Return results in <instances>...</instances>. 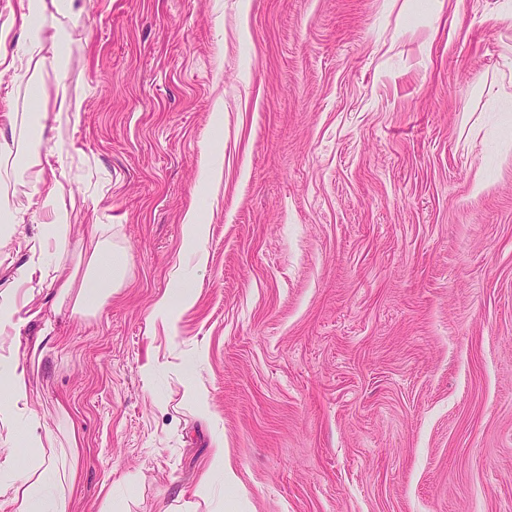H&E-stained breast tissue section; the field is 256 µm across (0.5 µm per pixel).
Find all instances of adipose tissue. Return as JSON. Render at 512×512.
<instances>
[{
	"label": "adipose tissue",
	"mask_w": 512,
	"mask_h": 512,
	"mask_svg": "<svg viewBox=\"0 0 512 512\" xmlns=\"http://www.w3.org/2000/svg\"><path fill=\"white\" fill-rule=\"evenodd\" d=\"M65 17L83 12L79 0H17V8L6 22L0 24V67L14 71L26 79L36 97H43L44 69H52L56 78L54 104L58 115L67 122L80 124L83 104L69 97L64 78L70 65L71 34L64 28H50L48 11ZM20 28L21 40L8 46L12 28ZM48 115L31 113L26 131L9 136L0 130V158L11 161L10 170L0 173V223L16 224L21 213L29 210L48 213V231L60 245H67L74 211L65 201L66 188L59 178H45L42 155L43 136ZM28 181L25 202H17L11 190L13 183ZM88 273L82 283L70 276H54L50 282L58 299L73 298L75 308L85 307L88 300L98 299L118 287L126 265L123 255L111 253L99 230H92L86 249ZM35 349H15L6 367L0 370L6 378L10 404L26 398L31 378L27 369L35 358ZM16 426L21 433L20 445L30 457L31 471L12 472L0 478V512H66L56 491L58 465L45 450L54 442L48 429L38 422L20 419Z\"/></svg>",
	"instance_id": "ef3b65f1"
}]
</instances>
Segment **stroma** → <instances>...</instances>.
Wrapping results in <instances>:
<instances>
[{
    "label": "stroma",
    "mask_w": 512,
    "mask_h": 512,
    "mask_svg": "<svg viewBox=\"0 0 512 512\" xmlns=\"http://www.w3.org/2000/svg\"><path fill=\"white\" fill-rule=\"evenodd\" d=\"M92 0L65 82L78 126L46 170L69 245L0 235V332L39 342L26 411L68 512H512V0ZM33 105L0 72V128ZM196 207L205 259L184 239ZM100 224L120 288L53 310L20 280L84 271ZM191 306L157 304L180 287ZM53 338L41 340L44 319Z\"/></svg>",
    "instance_id": "35a3bbf8"
}]
</instances>
